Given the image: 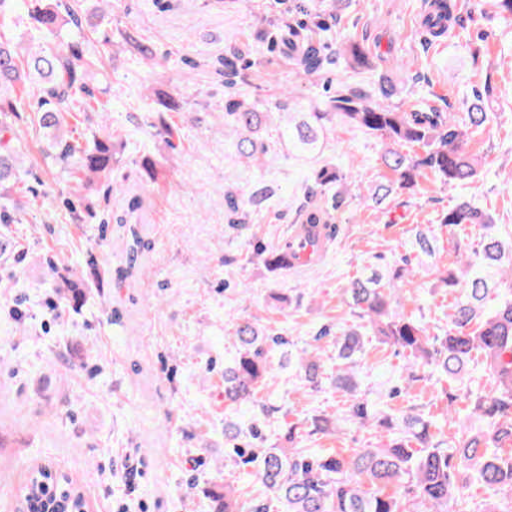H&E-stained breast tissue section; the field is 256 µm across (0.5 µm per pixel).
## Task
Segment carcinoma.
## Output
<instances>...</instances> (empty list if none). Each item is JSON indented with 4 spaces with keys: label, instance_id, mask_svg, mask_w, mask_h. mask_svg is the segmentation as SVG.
<instances>
[{
    "label": "carcinoma",
    "instance_id": "1",
    "mask_svg": "<svg viewBox=\"0 0 512 512\" xmlns=\"http://www.w3.org/2000/svg\"><path fill=\"white\" fill-rule=\"evenodd\" d=\"M432 12L425 27L439 37L452 21L450 0H432ZM23 8L36 31L62 38L64 24L77 29L78 39L63 41L59 52L42 51L20 59L12 39L0 33V223L18 224V209L3 203L20 181L17 125L26 122L49 135L45 158L75 179L78 174L107 178L112 173V133L94 135L81 143L63 132L69 112H94L97 102L87 85L88 72L98 69L103 55L88 50V36L82 19L63 0H0V15L8 9ZM122 40L132 45L143 60L154 57L153 48L139 40L128 29L120 32ZM272 42L283 46L294 71L304 79L318 75L325 58L312 38L298 26L272 36ZM345 52L362 67L372 60L360 43L350 40ZM236 49L224 55V111L233 118L245 136L237 143L239 153L250 159L264 151L258 143L264 113L257 111L242 86L253 81V75L236 64ZM38 98V108L26 115L23 96ZM394 95V86L382 80L373 91L341 85L330 98V111L310 112L308 119L288 129V139L305 149L315 147L324 123L336 116L372 132L386 141L383 162L395 175L402 190L416 186L425 170L432 171L445 184L466 185L477 173V159L466 149L468 131L481 127L488 118L482 97L471 106L467 119L458 122L450 112H401L386 100ZM416 144L423 155L409 157L396 146ZM344 179L337 169L322 168L315 173L314 183L326 192ZM234 215L227 224L240 230L246 224L248 211L233 196H227ZM342 203L336 193L327 202H311L299 215L298 223L326 227L335 223L334 211ZM142 201L132 197L122 215L113 216L119 238L124 244L126 266L118 270L119 278L132 280L139 266L143 246L142 225L130 222ZM447 227L477 224L492 225L489 215L473 200L461 198L441 219ZM408 259L392 265L386 273L376 270L352 277L344 294L353 313L364 322V328L382 342L408 352L412 361L406 367L407 383L436 379L438 382L462 379L469 366H481L488 373L489 389L482 394L442 389L447 401L448 418L455 428L448 441L431 431L433 423L423 414L410 409L399 416L376 417L368 400L355 392L353 368L362 350L363 335L355 327L336 333V360L340 361L334 383L336 388L352 395L350 417L360 424L377 421L386 429V442L374 448H359L350 456L341 454L313 458L303 448L289 451L279 446H265L258 427L245 430L236 422L224 424V441L236 449L235 456L244 464L258 463L266 488L285 504L284 512H406L393 486L414 494L417 507L412 512H467L460 508L466 502L465 490L472 476L493 489L512 492V298L504 300L490 312L484 305L491 289L505 285L512 291V242L504 245L497 237L486 234L478 247L467 253L458 249L456 267L440 277L443 287L460 290L450 306L448 331L443 336H429L424 326L411 316L398 311L401 284L410 275ZM236 353L224 364V405L236 407L259 404L258 394L272 370L271 353L288 344L250 318H243L232 328ZM300 378L318 388L325 375L321 358L296 357ZM473 407V413L485 420L477 429L470 415L461 413L458 405ZM313 431L331 433L337 428L333 415H317L312 419ZM52 474L38 469L25 489L26 512H79L81 494L69 489L70 483L56 485L57 493L46 501L41 495L46 487L43 479Z\"/></svg>",
    "mask_w": 512,
    "mask_h": 512
}]
</instances>
